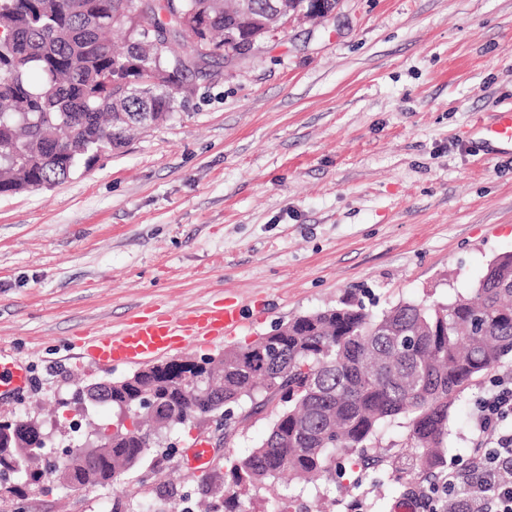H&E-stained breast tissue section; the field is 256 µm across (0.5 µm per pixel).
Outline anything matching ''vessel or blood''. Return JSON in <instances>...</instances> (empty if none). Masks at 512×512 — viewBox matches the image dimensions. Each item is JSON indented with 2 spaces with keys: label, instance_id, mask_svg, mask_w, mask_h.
Returning <instances> with one entry per match:
<instances>
[{
  "label": "vessel or blood",
  "instance_id": "obj_1",
  "mask_svg": "<svg viewBox=\"0 0 512 512\" xmlns=\"http://www.w3.org/2000/svg\"><path fill=\"white\" fill-rule=\"evenodd\" d=\"M480 129L491 155L512 154V109L495 113ZM241 323L240 309L224 302L189 307L176 314L140 316L120 329L88 337L84 353L103 365L146 364L171 356L199 338H223ZM28 384L27 366L0 351V397L22 394Z\"/></svg>",
  "mask_w": 512,
  "mask_h": 512
}]
</instances>
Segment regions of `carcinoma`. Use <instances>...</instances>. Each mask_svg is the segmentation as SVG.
<instances>
[{
	"instance_id": "cac0c4a2",
	"label": "carcinoma",
	"mask_w": 512,
	"mask_h": 512,
	"mask_svg": "<svg viewBox=\"0 0 512 512\" xmlns=\"http://www.w3.org/2000/svg\"><path fill=\"white\" fill-rule=\"evenodd\" d=\"M143 25L130 30L124 0H0V194L67 178L79 163L125 146L148 113L171 120L195 74L210 70L238 22L224 0H130ZM116 29L118 47L106 33ZM184 64L168 76L170 60ZM266 366L224 351L222 375L171 364L112 389V409H134L137 386H158L157 414L185 424L222 402L235 412L229 438L249 418L272 417L251 452L228 461L217 492L240 512L238 491L259 492L282 475L336 481L345 463L384 466L398 480L447 466L448 415L477 375L512 358V254L493 259L476 300L401 302L379 315L346 301L275 327ZM408 421L405 440L382 444V424ZM150 451L136 436L85 462L72 449L70 483L107 486L116 466L133 469Z\"/></svg>"
}]
</instances>
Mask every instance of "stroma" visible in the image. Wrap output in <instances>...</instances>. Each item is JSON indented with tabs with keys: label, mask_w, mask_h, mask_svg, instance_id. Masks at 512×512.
Wrapping results in <instances>:
<instances>
[{
	"label": "stroma",
	"mask_w": 512,
	"mask_h": 512,
	"mask_svg": "<svg viewBox=\"0 0 512 512\" xmlns=\"http://www.w3.org/2000/svg\"><path fill=\"white\" fill-rule=\"evenodd\" d=\"M217 68L218 82L198 79L174 119L121 151L0 196V347L33 374L28 391L0 400V417L37 420L53 456L115 418L71 403L76 385L134 372L89 363L82 333L237 303L234 334L178 352L217 356L349 296L374 313L472 296L487 264L512 253V157L478 153L472 133L512 108V0H337L331 16ZM508 374L512 360L455 401L449 466L469 463L475 403ZM270 424L256 416L227 444L212 432L199 471L183 462L198 430L180 425L172 449L117 483L0 485V512H201L218 503L210 480L225 456L248 454ZM355 492L381 512H422L419 492L371 466L339 485L278 483L242 507L309 512L319 497L326 512H348Z\"/></svg>",
	"instance_id": "obj_1"
}]
</instances>
